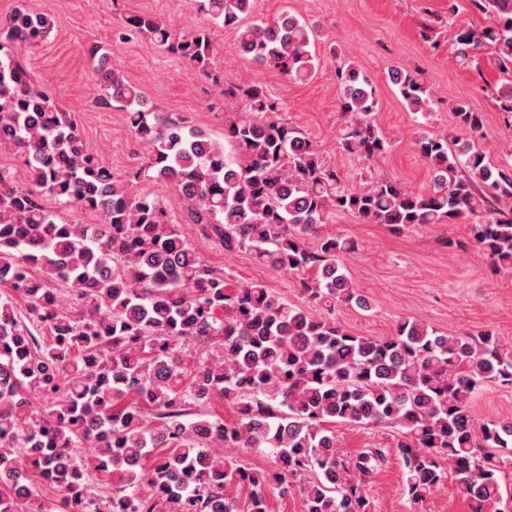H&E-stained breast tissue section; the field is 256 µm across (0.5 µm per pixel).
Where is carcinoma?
<instances>
[{
	"mask_svg": "<svg viewBox=\"0 0 512 512\" xmlns=\"http://www.w3.org/2000/svg\"><path fill=\"white\" fill-rule=\"evenodd\" d=\"M196 2L213 24L236 29L242 56L296 81L314 76L317 32L306 21L289 12L252 21L253 0ZM470 3L494 25L458 31L457 57L493 60L511 128L512 0ZM52 27L34 0L0 21V149L33 182L23 187L0 171V512H42L30 507L32 481L47 475L66 512H269L274 488L299 491L305 512H373L366 486L391 453L414 501L450 473L477 504L498 501L512 487V455L491 449L512 447V419L477 427L471 400L483 384L512 386V346L492 330L448 335L417 319L384 338L360 336L330 317L360 303L345 266L357 242L327 231L338 212L394 232L473 218L472 246L493 272L512 269V166L486 160L481 113L456 99L448 135L417 139L433 173L427 193L389 178L355 189L278 117L262 85L222 83L209 30L180 35L152 15L126 18L128 33L243 102L224 130L230 157L186 118L159 117L139 86L102 67L96 103L125 112L147 148L134 177L174 186L186 223L224 251L249 250L298 277L303 309L261 282L229 290L158 197L87 149L71 113L13 54ZM336 77L338 147L365 162L382 157L389 143L374 121L370 79L344 59ZM389 78L428 119L432 91L406 68ZM45 195L99 222L70 224L43 205ZM204 337L220 339L221 352L190 358L187 346ZM218 401L236 410L235 423L194 412ZM338 424L384 425L396 438L350 456L338 448ZM84 446L91 455L78 453ZM226 448L270 453L277 469L247 468Z\"/></svg>",
	"mask_w": 512,
	"mask_h": 512,
	"instance_id": "1",
	"label": "carcinoma"
}]
</instances>
